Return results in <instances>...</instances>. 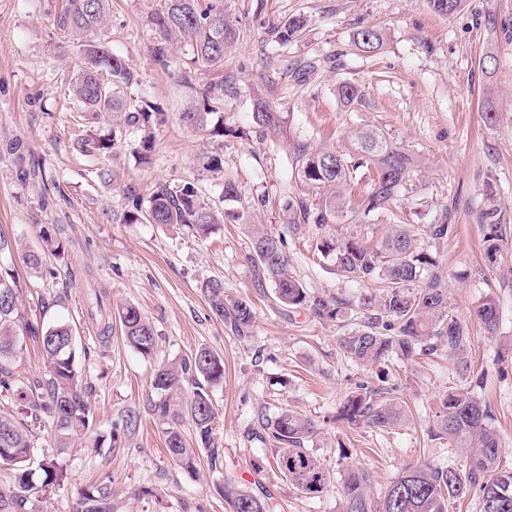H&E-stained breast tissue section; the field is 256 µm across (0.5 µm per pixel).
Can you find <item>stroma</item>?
Here are the masks:
<instances>
[{"label": "stroma", "instance_id": "1", "mask_svg": "<svg viewBox=\"0 0 512 512\" xmlns=\"http://www.w3.org/2000/svg\"><path fill=\"white\" fill-rule=\"evenodd\" d=\"M58 0H0V230L19 240L20 252L0 256L23 282L27 318L42 316L44 303L63 298L58 315L72 323L86 353L80 358L92 390L94 429L108 435L119 410L142 404L152 390L154 370L206 347L224 359V380L213 388L215 430L224 446L221 468L200 465L191 474L167 454L150 416L124 450L92 451L88 434L75 436L59 454L48 430L37 434V463L63 460L70 478L42 493L37 512H75L77 492L98 475L111 474L116 512H229L219 485L233 480L271 497L276 512H337L328 491L310 499L274 468L275 448L256 435V411L289 407L322 426L311 449L334 473L351 465L369 470L374 497H381L406 466L428 461L462 465L458 452L430 440L427 429L449 389L473 384L483 373L482 392L496 415L503 460L512 464V244L497 264L482 259L478 214L486 189H493L512 223V0H463L450 16L435 13L427 0H224L237 43L224 58V76L234 89L224 96V123L239 138L216 141L183 127L178 114L191 94L182 70L192 50L181 44L173 64L153 57L155 32L149 21L159 0H112L107 36L113 53L138 76L132 99L147 98L167 112L154 126L152 162H135L138 132L126 134L109 164L120 173L105 185L90 158L74 145L78 106L67 82L81 53L53 26ZM301 16L307 26L292 41L276 42L274 30ZM382 29L387 42L377 54L351 45L363 26ZM500 65L488 74L478 66L487 50ZM361 85L365 100L344 107L339 82ZM277 104L286 120L264 135L252 122L256 100ZM499 112L496 125L481 109ZM372 126L402 143L421 160L412 193L398 210L411 224L448 219L456 229L437 250L448 275V294L471 329L475 372L457 373L454 359L421 357L395 361L393 371L409 418L384 431L337 421L336 411L358 381H375L376 370L357 364L339 348L341 322L322 321L306 309L284 310L271 286L258 283L247 260L250 225L286 235L292 271L316 295L349 299L361 284L338 275L329 260L314 254L312 233L288 231L284 202L304 196L291 174L294 146L342 148L346 132ZM224 156L222 169L207 170L205 158ZM241 189L226 201V180ZM190 182L222 209L240 213L201 238L184 229L106 220L119 210L124 185L148 193L153 183ZM57 226L63 259L45 256L40 269L23 256L42 249L40 231ZM221 279L226 294L251 299L256 320L251 338L240 339L217 320L201 291L204 280ZM103 287L111 304L138 306L157 336L151 357L128 347L120 328L100 343L83 318L89 284ZM499 300V323L488 333L475 309L486 294ZM263 464L254 471L253 461Z\"/></svg>", "mask_w": 512, "mask_h": 512}]
</instances>
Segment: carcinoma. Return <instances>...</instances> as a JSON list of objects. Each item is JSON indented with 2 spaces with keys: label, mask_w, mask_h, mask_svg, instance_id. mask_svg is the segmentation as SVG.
<instances>
[{
  "label": "carcinoma",
  "mask_w": 512,
  "mask_h": 512,
  "mask_svg": "<svg viewBox=\"0 0 512 512\" xmlns=\"http://www.w3.org/2000/svg\"><path fill=\"white\" fill-rule=\"evenodd\" d=\"M112 0H64L53 18L54 26L80 43L82 63L71 75V91L90 123L110 128L106 135L90 134L77 141L81 152L95 156L101 163L96 176L103 182L115 180L116 174L106 162L119 142L117 134L130 128L146 132L149 126L166 121V113L143 100L129 101L125 90L138 83L136 73L125 59L112 53L104 38ZM150 21L155 27V61L163 68L171 63L172 45L190 42L191 65L201 72H224V58L236 40V30L226 18L224 0H160ZM304 21L288 19L277 28L276 37L288 42L299 36ZM356 49L376 53L384 47L383 33L364 26L352 35ZM341 103L354 106L362 101L360 86L343 82L336 88ZM224 108V78L193 90L192 103L179 113L183 125L211 137L235 136L237 131L224 126V119H214ZM253 123L264 131H277L283 117L269 102H260L252 113ZM346 147L312 149L301 143L292 154V177L311 198H291L286 210L289 231L310 229L314 250L332 260L336 273L356 282H376L358 298L357 316L351 328L340 337L344 355L362 365H384L396 357L412 360L417 356L446 353L454 357L465 372L473 371L471 333L468 321L460 317L449 302L448 284L436 257L429 251L453 235V224H408L395 212L408 182L418 173L419 159L403 144L373 128L346 133ZM152 140L146 134L132 156L144 165L152 163ZM364 168L372 173L364 194L355 199L348 195L353 174ZM120 213L105 216L123 224L178 225L207 235L224 218L237 220L240 215L222 212L205 200L191 183L159 181L148 195L133 185L122 190ZM379 213L393 216L381 244L366 246L360 232L338 237L331 232L345 221L358 227L365 219ZM479 221L484 229L483 252L490 264L497 261L503 245L512 238L493 195H486ZM252 252L248 261L255 275L274 288L276 303L283 309L306 308L322 320L346 317L348 301L324 298L308 291L292 273L286 251V238L255 227L251 234ZM212 314L239 339L251 337L255 322L252 303L244 298L225 295L224 282L210 278L201 285ZM22 285L13 273L0 271V388L10 391L19 401V414L27 423L19 424L13 415L0 414V465L14 470V484L0 490V512H33V499L40 488L58 484L67 478L61 466L45 467L39 486L29 485L34 472L30 466L37 430L47 425L55 447L63 454L73 436L90 429L93 422L91 391L78 366L79 340L67 322L44 325L28 320L19 309ZM105 292L92 290L86 312L95 321L96 338L104 340L112 333V320L118 319L126 344L143 357L154 353L157 338L145 314L132 304L105 309ZM475 314L493 333L499 322V305L488 294L478 304ZM23 330L39 344L47 360V373L30 378L17 371L23 354L17 340ZM191 381V390L184 381ZM224 379V361L216 352L200 348L180 364L161 365L155 369L152 392L144 405L164 437L169 456L190 473L197 471L199 451H207L210 470L223 463V449L215 431V408L210 387ZM397 385L388 374L378 375V384L357 382L338 408L336 418L357 427L393 429L406 420V411L396 396ZM257 436L278 447L276 466L288 483L313 497L332 484L339 487L338 512H449L454 502L473 493L478 512H512V465L503 463L500 442L494 427L495 412L482 396L469 387H459L446 394L435 413L428 435L445 441L460 451L465 464L409 465L390 483L377 501L372 498L369 472L350 467L335 478L321 458L309 448L320 430L316 421L292 409L279 408L270 413L266 406L257 413ZM142 423L141 411L128 408L112 420L109 439L95 438L94 447L109 443V452L125 447ZM191 427L190 433L184 426ZM230 512H273L270 498H262L236 482L220 487ZM75 512H115L112 480L100 477L79 489Z\"/></svg>",
  "instance_id": "obj_1"
}]
</instances>
